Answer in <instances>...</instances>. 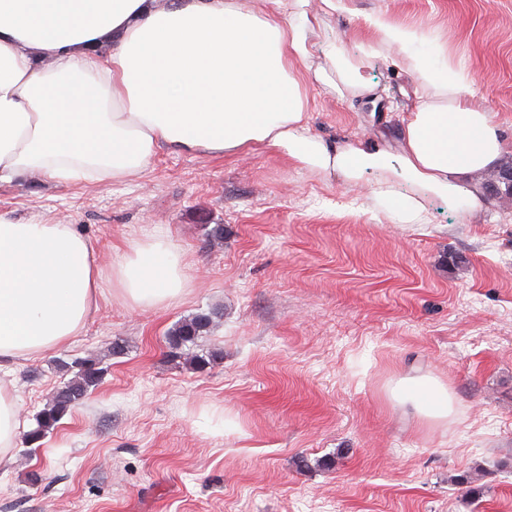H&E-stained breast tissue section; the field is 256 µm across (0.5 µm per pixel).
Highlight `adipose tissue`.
Instances as JSON below:
<instances>
[{
	"label": "adipose tissue",
	"mask_w": 512,
	"mask_h": 512,
	"mask_svg": "<svg viewBox=\"0 0 512 512\" xmlns=\"http://www.w3.org/2000/svg\"><path fill=\"white\" fill-rule=\"evenodd\" d=\"M268 2L271 11L244 12L234 0H0V183L34 173L63 186L131 180L163 145L211 156L269 146L350 183L382 172L373 198L401 224L427 223L429 196L467 215L481 210L473 176L512 145L469 101L463 63L434 64L421 50L426 29L382 13L365 15L374 41L358 53L312 42L322 14L348 12L350 0H321L317 13L309 0ZM381 47L396 51L418 86L397 152L309 136L308 99L290 61L322 53L316 81L356 94ZM107 282L142 308L173 303L189 286L169 238L115 252L105 266L71 225L0 214V465L20 428L13 363L69 344ZM393 395L428 419L451 410L447 387L428 376L400 380Z\"/></svg>",
	"instance_id": "adipose-tissue-1"
}]
</instances>
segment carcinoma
Segmentation results:
<instances>
[{
  "instance_id": "cac0c4a2",
  "label": "carcinoma",
  "mask_w": 512,
  "mask_h": 512,
  "mask_svg": "<svg viewBox=\"0 0 512 512\" xmlns=\"http://www.w3.org/2000/svg\"><path fill=\"white\" fill-rule=\"evenodd\" d=\"M213 313H201L178 325L168 336V345L173 352L193 345L210 332L213 326ZM78 371L74 377L63 384L55 393L51 403L39 415L38 427L27 434L26 442L30 445L41 441L44 432L54 427L91 389L102 379L104 370L91 360L77 364Z\"/></svg>"
}]
</instances>
